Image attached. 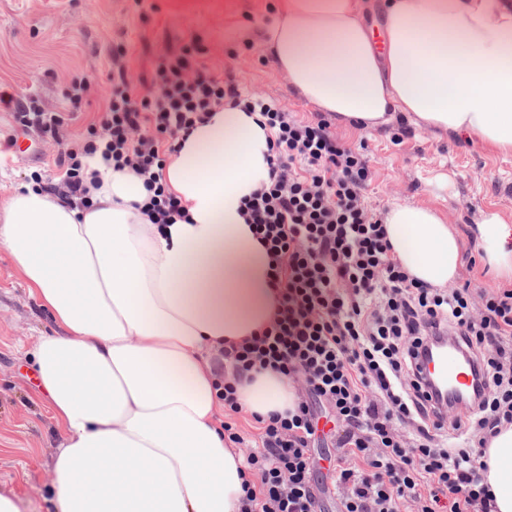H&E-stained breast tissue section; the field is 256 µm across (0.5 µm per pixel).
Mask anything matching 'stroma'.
<instances>
[{
  "instance_id": "stroma-1",
  "label": "stroma",
  "mask_w": 512,
  "mask_h": 512,
  "mask_svg": "<svg viewBox=\"0 0 512 512\" xmlns=\"http://www.w3.org/2000/svg\"><path fill=\"white\" fill-rule=\"evenodd\" d=\"M228 21L216 0H0V147L8 144L18 113L34 107L69 118L60 140L36 137L35 155L14 153L0 167V198L28 184L34 170L55 173L58 158L83 143L88 125L104 115L112 69L123 68L134 91L150 95L158 59L184 47L194 64L236 84L243 97L273 99L303 122L320 120L319 112L291 93L260 44L225 42ZM81 79L90 88L76 102L69 94ZM329 130L345 146H366L372 171L367 196L378 212L397 203L438 209L465 242L460 282L504 287L482 261L475 225L488 210L512 223V156L490 153L469 139H440L408 124L398 131L360 132L333 123ZM54 328L0 248V483L22 496L36 497L45 489L57 441L36 394L30 355L35 337Z\"/></svg>"
}]
</instances>
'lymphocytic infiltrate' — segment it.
I'll use <instances>...</instances> for the list:
<instances>
[{
    "instance_id": "lymphocytic-infiltrate-1",
    "label": "lymphocytic infiltrate",
    "mask_w": 512,
    "mask_h": 512,
    "mask_svg": "<svg viewBox=\"0 0 512 512\" xmlns=\"http://www.w3.org/2000/svg\"><path fill=\"white\" fill-rule=\"evenodd\" d=\"M188 65L183 56L160 58L149 98L134 97L124 73L112 76L101 124L88 126L82 151L61 157L59 184L88 195L81 157L98 152L142 179L154 223L180 215L161 183L173 140L214 105L241 99L203 71L186 78ZM244 102L272 132L269 180L246 200L245 215L272 257L282 301L271 327L231 365L239 375L259 367L301 377L303 394L294 412L264 420L261 448L246 451L252 477L241 512H321L311 455L320 405L347 460L334 476L341 512H495L481 451L436 438L452 429L484 442L512 424V289L441 291L409 279L389 254L381 214L365 201V153L341 144L326 121L295 120L264 98ZM434 336L456 337L484 371L480 392L450 417L437 412L417 366ZM398 421L414 426L413 441L398 434Z\"/></svg>"
}]
</instances>
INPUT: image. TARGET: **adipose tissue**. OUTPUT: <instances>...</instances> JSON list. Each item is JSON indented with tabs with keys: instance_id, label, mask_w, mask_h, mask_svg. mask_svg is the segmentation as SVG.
Masks as SVG:
<instances>
[{
	"instance_id": "obj_1",
	"label": "adipose tissue",
	"mask_w": 512,
	"mask_h": 512,
	"mask_svg": "<svg viewBox=\"0 0 512 512\" xmlns=\"http://www.w3.org/2000/svg\"><path fill=\"white\" fill-rule=\"evenodd\" d=\"M226 41L260 43L292 91L342 125L467 137L512 154V0H274L236 11ZM260 112L222 102L178 137L162 182L185 218L155 224L141 179L101 156L91 207L27 184L0 200V246L53 333L32 350L38 391L59 433L54 512H240V449L224 438L217 357L275 320L280 290L244 201L269 178ZM410 278L445 289L464 243L437 209L384 216ZM485 259L512 279V225L487 211ZM241 413L294 410L295 385L270 369L237 386ZM496 512H512V425L484 448Z\"/></svg>"
}]
</instances>
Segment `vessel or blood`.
I'll use <instances>...</instances> for the list:
<instances>
[{
  "mask_svg": "<svg viewBox=\"0 0 512 512\" xmlns=\"http://www.w3.org/2000/svg\"><path fill=\"white\" fill-rule=\"evenodd\" d=\"M419 365L428 389L438 393L437 405L443 412L449 407L450 395L467 394L482 383V374L474 361L454 342L421 355Z\"/></svg>",
  "mask_w": 512,
  "mask_h": 512,
  "instance_id": "vessel-or-blood-1",
  "label": "vessel or blood"
}]
</instances>
